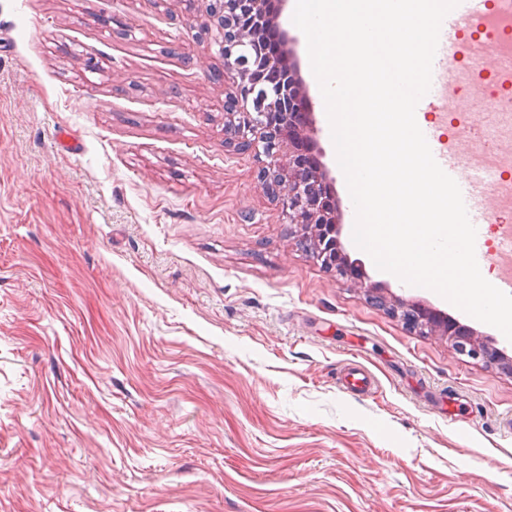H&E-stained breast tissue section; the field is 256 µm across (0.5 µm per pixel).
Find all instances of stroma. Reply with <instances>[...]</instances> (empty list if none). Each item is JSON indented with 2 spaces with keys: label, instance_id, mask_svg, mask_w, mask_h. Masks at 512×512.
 Wrapping results in <instances>:
<instances>
[{
  "label": "stroma",
  "instance_id": "stroma-1",
  "mask_svg": "<svg viewBox=\"0 0 512 512\" xmlns=\"http://www.w3.org/2000/svg\"><path fill=\"white\" fill-rule=\"evenodd\" d=\"M205 22L189 0H0V512H512V372L300 246L225 143L237 79ZM463 105L499 131L470 88L425 121ZM341 222L373 281L512 356Z\"/></svg>",
  "mask_w": 512,
  "mask_h": 512
}]
</instances>
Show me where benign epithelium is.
Returning <instances> with one entry per match:
<instances>
[{
	"mask_svg": "<svg viewBox=\"0 0 512 512\" xmlns=\"http://www.w3.org/2000/svg\"><path fill=\"white\" fill-rule=\"evenodd\" d=\"M200 2L205 4V34L210 36L209 44L218 46L224 72L241 76L235 91L224 100L237 149L262 145L269 159L263 167L266 189L288 210V221L297 228L300 244L323 269L347 276L359 261H350L340 240V201L319 161L323 151L311 136L313 100L294 75L276 89L264 83V71L273 65L259 51L255 28L264 0ZM356 276L358 287L368 295L377 294L409 328L446 336L460 354L512 372V357L489 347L471 328L451 322L418 301L385 296L360 270Z\"/></svg>",
	"mask_w": 512,
	"mask_h": 512,
	"instance_id": "1",
	"label": "benign epithelium"
}]
</instances>
